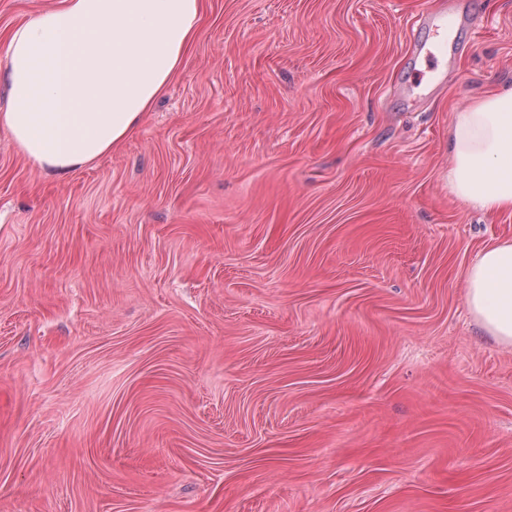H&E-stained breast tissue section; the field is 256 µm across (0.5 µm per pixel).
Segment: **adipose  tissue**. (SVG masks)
I'll use <instances>...</instances> for the list:
<instances>
[{
	"label": "adipose tissue",
	"mask_w": 512,
	"mask_h": 512,
	"mask_svg": "<svg viewBox=\"0 0 512 512\" xmlns=\"http://www.w3.org/2000/svg\"><path fill=\"white\" fill-rule=\"evenodd\" d=\"M202 0H62L15 27L0 113L18 153L66 174L122 144L162 95L190 46ZM451 190L483 211H512V87L456 112ZM480 329L512 346V240L485 245L466 272Z\"/></svg>",
	"instance_id": "obj_1"
}]
</instances>
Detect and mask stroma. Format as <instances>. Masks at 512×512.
<instances>
[{
    "label": "stroma",
    "instance_id": "1",
    "mask_svg": "<svg viewBox=\"0 0 512 512\" xmlns=\"http://www.w3.org/2000/svg\"><path fill=\"white\" fill-rule=\"evenodd\" d=\"M60 0H0L7 35ZM448 16L446 66L406 52ZM512 0H204L139 126L59 175L0 131V512H512V347L452 194Z\"/></svg>",
    "mask_w": 512,
    "mask_h": 512
}]
</instances>
